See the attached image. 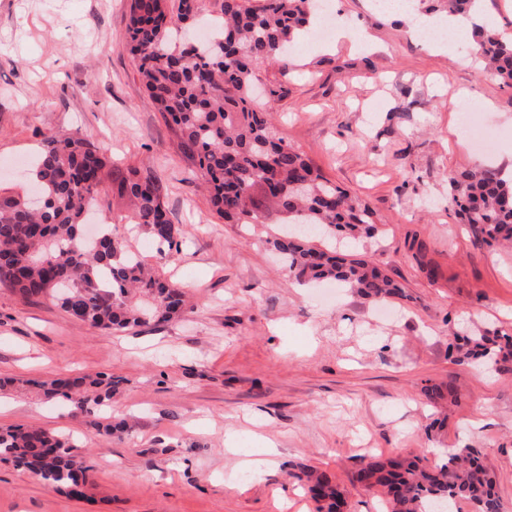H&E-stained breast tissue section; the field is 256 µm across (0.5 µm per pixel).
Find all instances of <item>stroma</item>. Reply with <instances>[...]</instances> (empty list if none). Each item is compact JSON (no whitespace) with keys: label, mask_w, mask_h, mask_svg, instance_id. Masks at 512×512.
Here are the masks:
<instances>
[{"label":"stroma","mask_w":512,"mask_h":512,"mask_svg":"<svg viewBox=\"0 0 512 512\" xmlns=\"http://www.w3.org/2000/svg\"><path fill=\"white\" fill-rule=\"evenodd\" d=\"M332 0L344 41L319 42L321 14L286 65L258 77L276 90L275 125L325 177L376 212L362 246L406 299L379 308L340 286L306 288L268 245L282 226L273 205L259 224H227L211 209L146 103L130 51V0H0V187L20 190L45 133H76L112 159L151 168L186 241L171 261L121 224L124 205L100 187L116 231L162 277L183 288L172 321L107 333L49 298L0 286V427L58 432L87 455L94 483L77 499L0 461V512H315L291 474L327 471L346 512H382L354 479L370 458L412 451L429 465L441 448L479 449L512 512V364L486 370L448 355L459 322L512 330V248L477 244L448 205V178L512 155V89L480 75L471 35L443 30L446 0ZM476 112L497 135L472 150L458 123ZM106 373L107 411L126 423L106 435L32 380ZM457 394L435 404L425 387ZM277 448L249 481L228 475L239 456Z\"/></svg>","instance_id":"obj_1"}]
</instances>
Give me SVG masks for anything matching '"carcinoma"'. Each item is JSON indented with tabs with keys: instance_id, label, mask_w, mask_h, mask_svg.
I'll use <instances>...</instances> for the list:
<instances>
[{
	"instance_id": "1",
	"label": "carcinoma",
	"mask_w": 512,
	"mask_h": 512,
	"mask_svg": "<svg viewBox=\"0 0 512 512\" xmlns=\"http://www.w3.org/2000/svg\"><path fill=\"white\" fill-rule=\"evenodd\" d=\"M479 2L448 0V11L468 17ZM314 7V0H221L219 39L176 48L173 32L199 15L202 0H131L130 51L148 104L160 112L176 153L220 217L254 224L259 205L269 200L282 222L306 228L268 241L290 278L334 281L374 302L402 299V287L361 253L312 243L311 235L325 227L354 240L373 238L374 212L277 136L271 113L253 95L259 68L268 61L286 63L282 50L309 24ZM474 42L492 74L511 88L512 39L477 27ZM106 180L131 209L132 229L146 235L163 258L179 252L185 231L171 221L164 186L152 171L115 165L77 135L49 132L34 170V195L0 191V284L26 300L52 297L74 320L115 332L182 314V289L131 252L107 214L97 234L100 248L85 243L84 214ZM449 185L448 204L476 240L512 242V181L486 167L457 171ZM448 353L460 365L479 360L497 369L512 362V334L469 327L455 334ZM117 386L99 373L43 382L38 389L44 399L66 402L72 413L112 435L125 428L104 415ZM0 459L71 497L83 496L92 483L86 456L45 428H1ZM292 477L305 485L316 512H344L345 496L328 472L303 466ZM356 481L380 492L387 512H452L459 499L469 500L474 512H502L495 475L468 446L432 467L412 452L387 463L371 460L357 470Z\"/></svg>"
}]
</instances>
